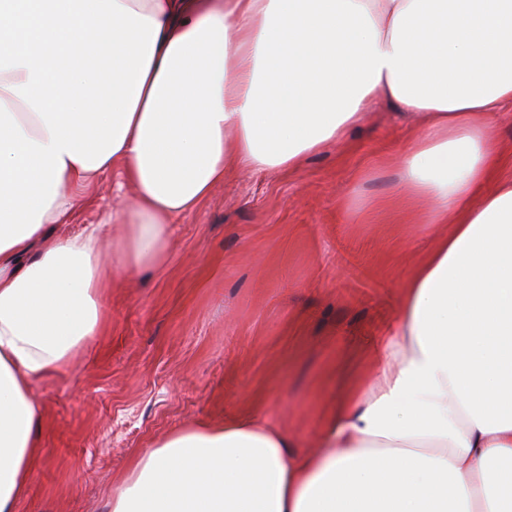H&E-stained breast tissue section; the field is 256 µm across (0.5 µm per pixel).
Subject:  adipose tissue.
<instances>
[{
	"label": "adipose tissue",
	"instance_id": "ef3b65f1",
	"mask_svg": "<svg viewBox=\"0 0 512 512\" xmlns=\"http://www.w3.org/2000/svg\"><path fill=\"white\" fill-rule=\"evenodd\" d=\"M422 124L405 194L449 227L407 280L375 379L320 448L262 415L144 450L108 512H512V0H0V512L45 461L33 382L103 328L113 280L163 265L229 173L299 169L375 98ZM115 172L124 232L53 241Z\"/></svg>",
	"mask_w": 512,
	"mask_h": 512
}]
</instances>
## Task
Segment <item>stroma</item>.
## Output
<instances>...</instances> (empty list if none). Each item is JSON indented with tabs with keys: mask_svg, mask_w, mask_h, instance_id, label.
<instances>
[{
	"mask_svg": "<svg viewBox=\"0 0 512 512\" xmlns=\"http://www.w3.org/2000/svg\"><path fill=\"white\" fill-rule=\"evenodd\" d=\"M405 123L378 102L351 140L296 172H238L178 217L166 263L112 289L104 332L35 381L47 457L17 512H107L134 459L195 422L258 412L320 446L331 396L378 369L401 291L446 225L372 210L403 183ZM134 199L104 174L66 236Z\"/></svg>",
	"mask_w": 512,
	"mask_h": 512,
	"instance_id": "obj_1",
	"label": "stroma"
}]
</instances>
